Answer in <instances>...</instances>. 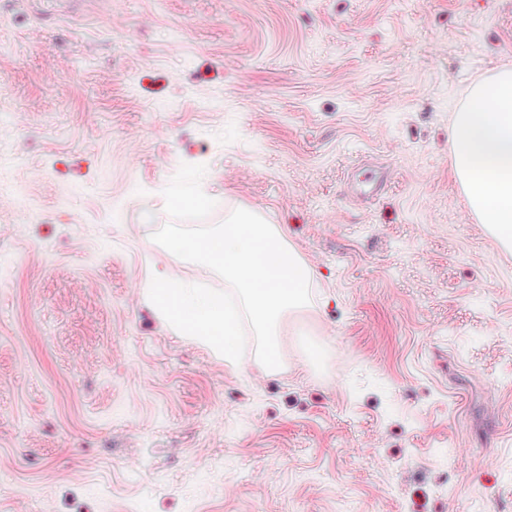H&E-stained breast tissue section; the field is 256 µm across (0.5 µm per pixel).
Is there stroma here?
I'll return each mask as SVG.
<instances>
[{
    "instance_id": "stroma-1",
    "label": "stroma",
    "mask_w": 512,
    "mask_h": 512,
    "mask_svg": "<svg viewBox=\"0 0 512 512\" xmlns=\"http://www.w3.org/2000/svg\"><path fill=\"white\" fill-rule=\"evenodd\" d=\"M512 0H0V512H512V249L453 169ZM385 172L351 198L363 163ZM313 269L244 374L140 299L181 164Z\"/></svg>"
}]
</instances>
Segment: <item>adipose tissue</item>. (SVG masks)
Listing matches in <instances>:
<instances>
[{
	"mask_svg": "<svg viewBox=\"0 0 512 512\" xmlns=\"http://www.w3.org/2000/svg\"><path fill=\"white\" fill-rule=\"evenodd\" d=\"M452 148L472 210L512 247V67L465 90L453 117Z\"/></svg>",
	"mask_w": 512,
	"mask_h": 512,
	"instance_id": "adipose-tissue-1",
	"label": "adipose tissue"
}]
</instances>
